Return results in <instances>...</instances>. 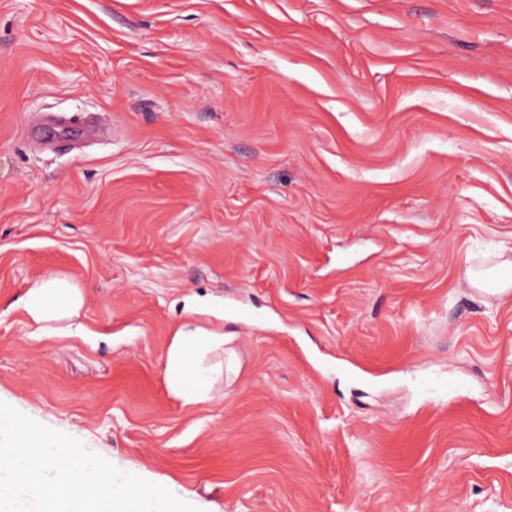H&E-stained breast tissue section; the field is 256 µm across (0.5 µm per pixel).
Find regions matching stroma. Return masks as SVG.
I'll return each mask as SVG.
<instances>
[{"label":"stroma","instance_id":"35a3bbf8","mask_svg":"<svg viewBox=\"0 0 512 512\" xmlns=\"http://www.w3.org/2000/svg\"><path fill=\"white\" fill-rule=\"evenodd\" d=\"M501 252L512 0H0V401L202 512H512ZM51 273L99 338H27ZM508 277L502 274L489 273L487 276L475 282L474 273L469 268L465 274V281L470 288H489L497 293L502 294L500 298L509 297L512 288V275L507 273ZM182 313L209 317L202 325L178 326L166 350L167 389L183 407L194 408L215 399V384L222 375V363L207 365L205 357L217 350L224 351V303L185 297Z\"/></svg>","mask_w":512,"mask_h":512}]
</instances>
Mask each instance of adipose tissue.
<instances>
[{
    "instance_id": "adipose-tissue-1",
    "label": "adipose tissue",
    "mask_w": 512,
    "mask_h": 512,
    "mask_svg": "<svg viewBox=\"0 0 512 512\" xmlns=\"http://www.w3.org/2000/svg\"><path fill=\"white\" fill-rule=\"evenodd\" d=\"M83 304L79 289L65 278L50 274L19 300L30 319L28 336L35 341L55 336H84L87 328L77 323ZM183 313L205 317V324L178 326L167 346L165 380L169 393L182 406L193 408L214 400L221 365L205 362L208 353L223 349L224 307L198 297L183 300Z\"/></svg>"
}]
</instances>
